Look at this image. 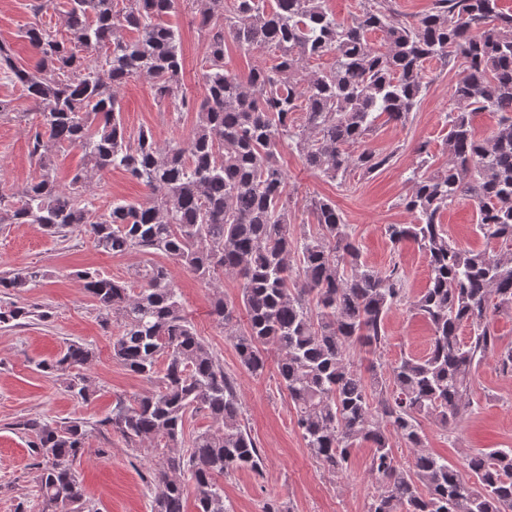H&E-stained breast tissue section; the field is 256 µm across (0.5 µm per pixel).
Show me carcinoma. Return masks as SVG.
Returning a JSON list of instances; mask_svg holds the SVG:
<instances>
[{"label": "carcinoma", "instance_id": "1", "mask_svg": "<svg viewBox=\"0 0 512 512\" xmlns=\"http://www.w3.org/2000/svg\"><path fill=\"white\" fill-rule=\"evenodd\" d=\"M53 2L31 5L36 21L23 38L33 66L0 40V70L33 105L37 167L15 192L0 194V224L63 235L76 226L103 252L145 257L132 272L136 288L95 270L76 278L103 325L117 328L112 358L155 387L116 400L92 424L17 423L39 459L42 512H94L74 469L94 433L116 434L154 458L152 512H186L189 489L196 512H228L218 478L259 470L261 448L246 429L236 379L199 336L172 265L213 290L210 316L241 369L262 375L267 346L275 347L279 386L325 469L342 473L354 448H372L369 472L381 490L366 512H512V445L478 449L460 469L426 450L424 429L431 420L454 432L473 407L472 371L487 357L512 375V346L499 345L494 327L495 316L512 315V10L500 0H432L410 21L393 0H362L344 21L327 0H183L206 43V93L197 100L182 90L180 36L166 21L178 0H65L61 38L37 21ZM375 31L379 48L369 41ZM228 39L243 51H272L274 63L246 74L229 69ZM325 56L329 67L310 68ZM456 59L463 74L448 112V162L432 172L429 144L415 146L420 161L402 200L412 220L385 227L393 248L412 242L428 262V288L409 308L430 324L431 346L387 365V320L406 299L405 277L396 264L363 260L331 199L307 196L297 208L279 156L294 150L331 181L383 170L393 153L366 147L377 120L406 121L420 102L425 64ZM134 78L149 80L172 114L196 113L188 139L162 145L148 128L127 129L119 91ZM486 111L501 117L494 135L480 139L472 117ZM70 149L82 164L63 184L56 158ZM110 170L143 185L149 200H116L98 212L88 195ZM461 198L474 208L483 250L463 246L441 224ZM226 275L240 281L236 302L220 289ZM44 278L27 267L0 275V288L20 298ZM32 316L18 300L0 306L1 324ZM94 359L92 347L70 341L40 367L86 402ZM201 413L212 425L189 430ZM396 441L413 449L411 465L396 459Z\"/></svg>", "mask_w": 512, "mask_h": 512}]
</instances>
